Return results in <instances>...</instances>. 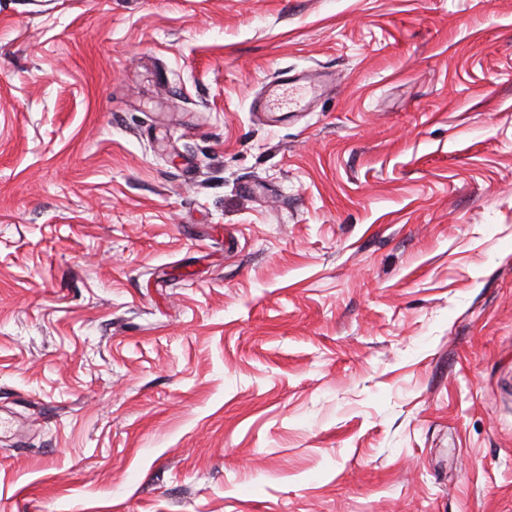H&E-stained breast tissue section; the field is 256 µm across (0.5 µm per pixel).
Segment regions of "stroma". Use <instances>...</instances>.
<instances>
[{"instance_id": "obj_1", "label": "stroma", "mask_w": 512, "mask_h": 512, "mask_svg": "<svg viewBox=\"0 0 512 512\" xmlns=\"http://www.w3.org/2000/svg\"><path fill=\"white\" fill-rule=\"evenodd\" d=\"M0 512H512V0H0Z\"/></svg>"}]
</instances>
